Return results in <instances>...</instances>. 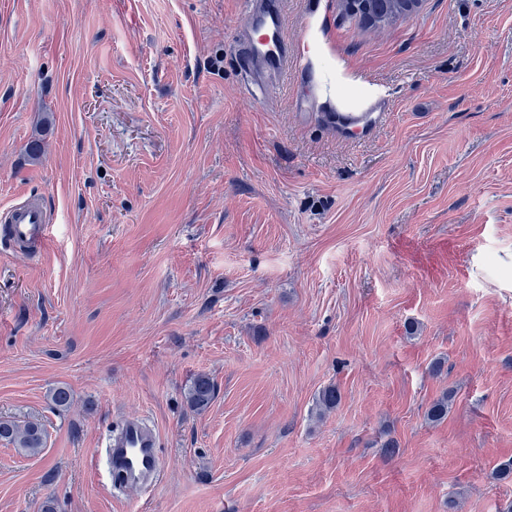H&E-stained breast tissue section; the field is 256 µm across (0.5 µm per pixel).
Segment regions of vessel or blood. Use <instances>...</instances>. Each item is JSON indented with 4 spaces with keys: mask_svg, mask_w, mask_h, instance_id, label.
Segmentation results:
<instances>
[{
    "mask_svg": "<svg viewBox=\"0 0 512 512\" xmlns=\"http://www.w3.org/2000/svg\"><path fill=\"white\" fill-rule=\"evenodd\" d=\"M247 24L236 31L241 58L252 84L281 78L290 70L304 66V52L286 33L281 0H244ZM386 102L376 99L364 108L338 112L333 116L344 130L364 126L374 113L385 111ZM0 227V240L13 253L38 255L49 241L51 212L40 198L34 197L12 206ZM104 463L119 494L131 489L153 490L163 478V461L159 436L145 417L124 418L113 431L107 432L95 456Z\"/></svg>",
    "mask_w": 512,
    "mask_h": 512,
    "instance_id": "vessel-or-blood-1",
    "label": "vessel or blood"
}]
</instances>
